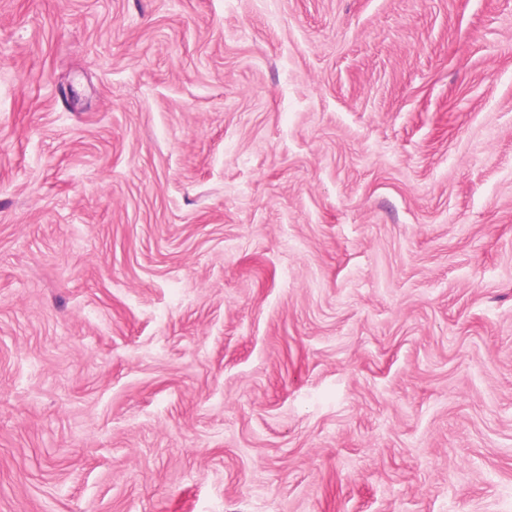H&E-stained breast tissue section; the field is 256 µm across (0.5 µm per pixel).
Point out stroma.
<instances>
[{
    "instance_id": "stroma-1",
    "label": "stroma",
    "mask_w": 512,
    "mask_h": 512,
    "mask_svg": "<svg viewBox=\"0 0 512 512\" xmlns=\"http://www.w3.org/2000/svg\"><path fill=\"white\" fill-rule=\"evenodd\" d=\"M0 512H512V0H0Z\"/></svg>"
}]
</instances>
